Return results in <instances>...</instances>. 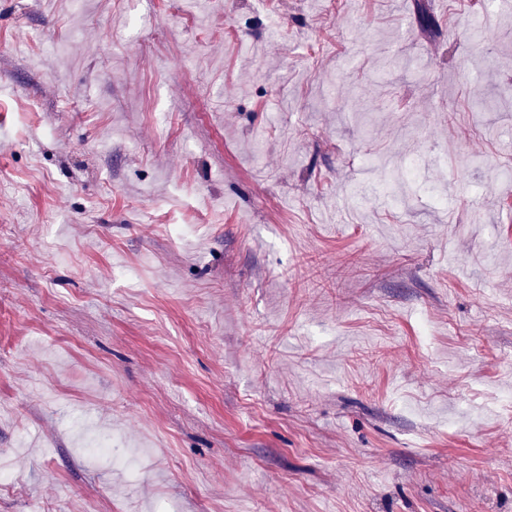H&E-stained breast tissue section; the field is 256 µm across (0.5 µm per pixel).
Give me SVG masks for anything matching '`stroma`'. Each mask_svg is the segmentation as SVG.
Instances as JSON below:
<instances>
[{
	"label": "stroma",
	"mask_w": 512,
	"mask_h": 512,
	"mask_svg": "<svg viewBox=\"0 0 512 512\" xmlns=\"http://www.w3.org/2000/svg\"><path fill=\"white\" fill-rule=\"evenodd\" d=\"M426 2L0 0V512H512V0ZM86 456L92 463L108 461L112 465L133 468L132 455L128 451L118 448L115 437L109 434H100L94 437L87 445Z\"/></svg>",
	"instance_id": "stroma-1"
}]
</instances>
